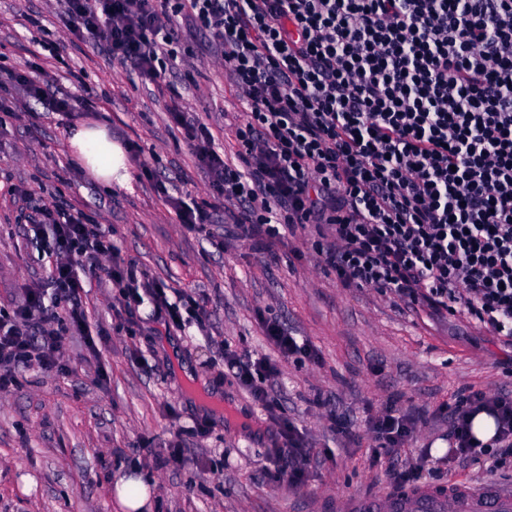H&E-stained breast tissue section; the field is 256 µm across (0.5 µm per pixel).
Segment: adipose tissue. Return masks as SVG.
Wrapping results in <instances>:
<instances>
[{
    "label": "adipose tissue",
    "mask_w": 512,
    "mask_h": 512,
    "mask_svg": "<svg viewBox=\"0 0 512 512\" xmlns=\"http://www.w3.org/2000/svg\"><path fill=\"white\" fill-rule=\"evenodd\" d=\"M78 164L104 187H129L131 176L123 147L101 126L76 128L70 137Z\"/></svg>",
    "instance_id": "1"
}]
</instances>
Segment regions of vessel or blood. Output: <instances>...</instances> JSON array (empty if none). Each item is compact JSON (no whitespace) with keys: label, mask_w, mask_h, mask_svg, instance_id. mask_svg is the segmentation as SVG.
Wrapping results in <instances>:
<instances>
[{"label":"vessel or blood","mask_w":512,"mask_h":512,"mask_svg":"<svg viewBox=\"0 0 512 512\" xmlns=\"http://www.w3.org/2000/svg\"><path fill=\"white\" fill-rule=\"evenodd\" d=\"M336 512H512V486L395 490L381 497L353 496L337 501Z\"/></svg>","instance_id":"1"}]
</instances>
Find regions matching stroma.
Masks as SVG:
<instances>
[{
  "label": "stroma",
  "mask_w": 512,
  "mask_h": 512,
  "mask_svg": "<svg viewBox=\"0 0 512 512\" xmlns=\"http://www.w3.org/2000/svg\"><path fill=\"white\" fill-rule=\"evenodd\" d=\"M61 7V0H0V88L18 110L0 112V313L12 312L26 284L46 281L50 263L40 242L48 234L27 228V216L32 205L63 197L74 215L111 230L144 276L208 298L210 315L168 329L146 300L135 323L119 324L111 306L120 292L98 271L87 300L97 353L82 336L64 334L68 373L24 368L0 392V512H123L113 485L134 471L154 484L149 512H330L338 495H384L395 486L393 472L421 454L430 458L426 486L512 481V465L448 460L449 415L464 396L512 395V342L374 288L343 287L317 253L315 225L260 251L226 235L223 223L181 224L146 179L108 190L76 165L67 121L7 85L9 73L36 62L55 73L60 92H86L93 109L84 120L105 124L159 178L207 204L213 198L195 158L168 120L166 86L180 88L182 109L231 160L238 150L232 124L243 106L215 44L187 23L179 25L167 84H154L133 78L94 44L64 38ZM264 318L319 357L280 361L268 381L283 416L312 448L301 485L268 474L274 430L221 356L228 347L275 357ZM182 360L223 395V410L204 409L184 390ZM386 404L418 420L392 454L370 427ZM200 420L209 422L208 434L195 432ZM173 440L184 462L159 464L153 449Z\"/></svg>",
  "instance_id": "stroma-1"
}]
</instances>
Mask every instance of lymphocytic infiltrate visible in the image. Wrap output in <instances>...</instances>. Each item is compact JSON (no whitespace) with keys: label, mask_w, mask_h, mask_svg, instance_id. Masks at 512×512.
I'll use <instances>...</instances> for the list:
<instances>
[{"label":"lymphocytic infiltrate","mask_w":512,"mask_h":512,"mask_svg":"<svg viewBox=\"0 0 512 512\" xmlns=\"http://www.w3.org/2000/svg\"><path fill=\"white\" fill-rule=\"evenodd\" d=\"M63 26L138 77L163 82L178 17L210 34L247 110L236 161L179 107L169 120L188 140L225 223L243 239H283L326 225L319 255L343 287H370L460 313L512 341V0H63ZM10 81L69 118L85 97L59 96L47 70ZM57 259L48 286L28 285L0 318V392L18 367L65 372L61 334H84L90 274L106 265L126 289L121 322L149 297L166 326L204 321L207 299L170 303L139 276L101 225L65 201L35 209ZM87 277H80V270ZM52 288L53 305L44 290ZM224 364L279 429L275 476L304 483L311 454L277 414L264 386L278 365L225 350ZM497 422L475 442L470 416ZM381 447L398 451L415 421L387 407L371 420ZM449 459L512 458V396L476 392L452 413Z\"/></svg>","instance_id":"1"}]
</instances>
